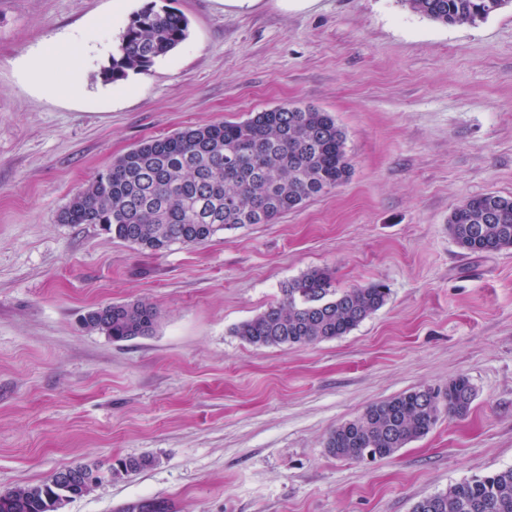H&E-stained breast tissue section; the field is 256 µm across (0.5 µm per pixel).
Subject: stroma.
Segmentation results:
<instances>
[{
  "label": "stroma",
  "instance_id": "stroma-1",
  "mask_svg": "<svg viewBox=\"0 0 512 512\" xmlns=\"http://www.w3.org/2000/svg\"><path fill=\"white\" fill-rule=\"evenodd\" d=\"M148 0H0V492L59 469L147 455L62 512H412L449 484L512 467V249L448 235L466 198L512 196V5L443 24L403 0H164L188 39L107 82L118 36ZM69 42L81 90L30 78L29 54ZM288 103L346 133L350 180L272 224L142 250L70 199L113 159L188 126ZM385 305L349 334L254 346L235 329L307 270ZM146 299L151 335L114 342L84 316ZM467 376V416L370 461L330 431L371 404Z\"/></svg>",
  "mask_w": 512,
  "mask_h": 512
}]
</instances>
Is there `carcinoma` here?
<instances>
[{
	"label": "carcinoma",
	"instance_id": "cac0c4a2",
	"mask_svg": "<svg viewBox=\"0 0 512 512\" xmlns=\"http://www.w3.org/2000/svg\"><path fill=\"white\" fill-rule=\"evenodd\" d=\"M411 10L444 24H475L504 8V0H405ZM188 19L151 2L132 14L101 75L111 82L144 73L183 43ZM352 165L346 134L327 112L289 103L240 122L185 127L143 141L112 161L71 198L67 224H98L140 249L193 246L224 228L271 224L311 198L347 183ZM448 235L463 250L512 248V197H469L448 217ZM280 303L241 323L236 334L256 346H306L347 335L387 301L382 283L337 290L329 271L313 269L282 288ZM158 312L145 300L112 303L84 317L88 329L113 341L150 335ZM474 399L466 376L445 390L419 388L370 405L326 438L338 458H387L426 435L442 413L464 417ZM148 456L117 460L114 476L139 472ZM99 468L66 466L49 481L0 494V512H60L90 491ZM122 512H171L163 499L130 503ZM413 512H512V468L453 483L418 501Z\"/></svg>",
	"mask_w": 512,
	"mask_h": 512
}]
</instances>
